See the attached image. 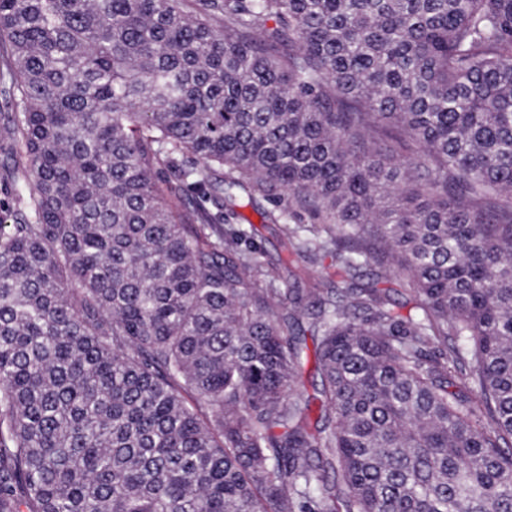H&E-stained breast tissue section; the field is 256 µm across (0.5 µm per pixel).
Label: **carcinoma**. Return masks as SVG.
<instances>
[{"label":"carcinoma","instance_id":"obj_1","mask_svg":"<svg viewBox=\"0 0 512 512\" xmlns=\"http://www.w3.org/2000/svg\"><path fill=\"white\" fill-rule=\"evenodd\" d=\"M0 47V512H512V0H0ZM244 196L415 313L283 316ZM2 89L3 83L0 82V189L4 190L3 175L13 169L22 168L24 158L14 154L10 149V138L5 127L7 113L12 110L9 99L4 95ZM377 287L390 291L391 296L396 300L394 310L399 315L405 317L415 310L414 293L403 279L383 271Z\"/></svg>","mask_w":512,"mask_h":512}]
</instances>
